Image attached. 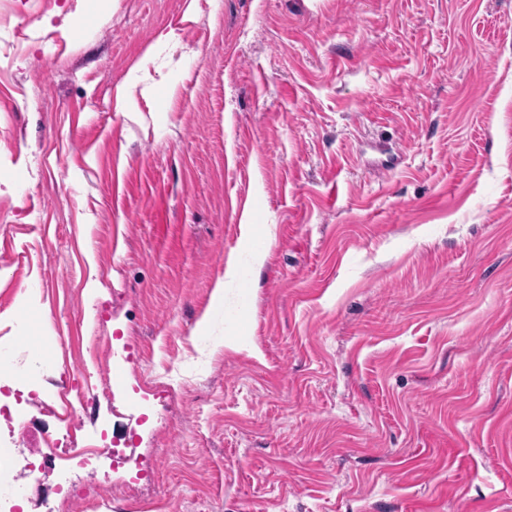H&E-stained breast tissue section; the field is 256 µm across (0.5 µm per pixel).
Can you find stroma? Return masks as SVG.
I'll list each match as a JSON object with an SVG mask.
<instances>
[{"label": "stroma", "instance_id": "35a3bbf8", "mask_svg": "<svg viewBox=\"0 0 512 512\" xmlns=\"http://www.w3.org/2000/svg\"><path fill=\"white\" fill-rule=\"evenodd\" d=\"M0 45L10 512H512V0H0ZM60 382L126 465H44Z\"/></svg>", "mask_w": 512, "mask_h": 512}]
</instances>
